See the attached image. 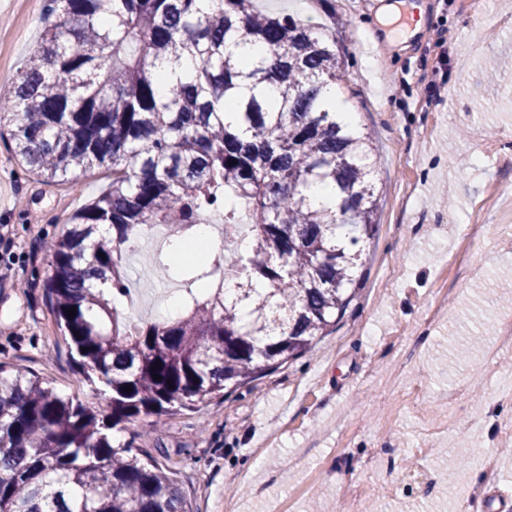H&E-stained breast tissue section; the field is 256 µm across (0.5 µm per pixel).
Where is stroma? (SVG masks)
<instances>
[{
  "label": "stroma",
  "mask_w": 512,
  "mask_h": 512,
  "mask_svg": "<svg viewBox=\"0 0 512 512\" xmlns=\"http://www.w3.org/2000/svg\"><path fill=\"white\" fill-rule=\"evenodd\" d=\"M254 0L304 23L347 19L337 37L343 94L371 134L381 192L360 288L330 336L304 356L221 399L123 430L159 449L192 512H444L472 490L480 512L512 505V401L493 391L512 345L485 319L512 313V210L490 193L512 185V0ZM40 0H0V87L26 65L44 27ZM419 30L394 39L392 28ZM94 169L75 184L29 172L0 140V362L26 369L101 414L108 399L72 362L46 303L44 249L104 190ZM473 226L471 239L458 235ZM156 256L132 252L130 295L162 290ZM436 479L414 481L421 466ZM398 479V493L380 474Z\"/></svg>",
  "instance_id": "1"
}]
</instances>
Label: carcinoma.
Listing matches in <instances>:
<instances>
[{"instance_id":"cac0c4a2","label":"carcinoma","mask_w":512,"mask_h":512,"mask_svg":"<svg viewBox=\"0 0 512 512\" xmlns=\"http://www.w3.org/2000/svg\"><path fill=\"white\" fill-rule=\"evenodd\" d=\"M218 2L209 12L202 0H47L56 21L0 88V137L33 173L73 184L112 172L47 246L45 286L112 415L0 365V512H190L167 466L114 445L109 430L252 384L308 352L351 301L378 192L371 137L324 94L346 84L336 38L255 15L249 0ZM232 39L266 56L242 63L225 51ZM184 56L196 62L188 76L177 70ZM323 183L334 198L314 208L306 191ZM242 208L252 247L226 242L181 263L184 314L130 325L116 250L143 224L188 232L203 211L237 233ZM100 224L112 239L95 236Z\"/></svg>"}]
</instances>
